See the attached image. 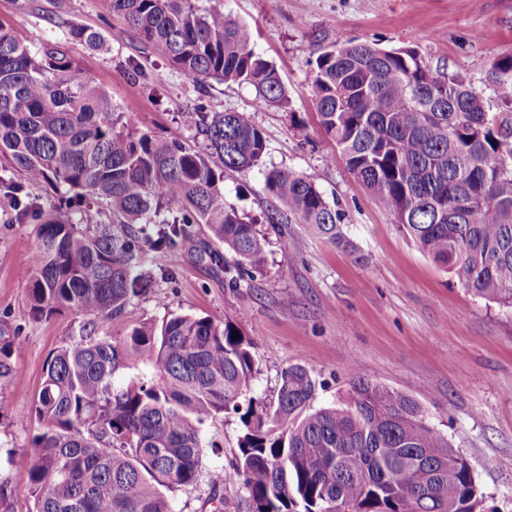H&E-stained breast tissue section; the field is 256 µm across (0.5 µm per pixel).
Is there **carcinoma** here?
I'll list each match as a JSON object with an SVG mask.
<instances>
[{
	"label": "carcinoma",
	"mask_w": 512,
	"mask_h": 512,
	"mask_svg": "<svg viewBox=\"0 0 512 512\" xmlns=\"http://www.w3.org/2000/svg\"><path fill=\"white\" fill-rule=\"evenodd\" d=\"M140 37L196 81L251 87L262 107L288 99L273 63L248 29L192 0H108ZM319 122L348 170L434 262L467 291L512 305V53L498 58L484 91L426 62L412 47L331 44L315 61ZM198 150L136 134L112 97L55 43L39 49L0 23V154L20 180L6 183L38 245L24 278L30 315L91 317L48 358L32 403L40 423L11 459L34 512H174L162 489L205 478L239 483L249 512H483L465 455L420 418L409 397L380 388L351 363L341 405L314 408L310 370H285L276 402L251 396L253 344L236 325L191 315L143 322L126 335L96 334L148 286L144 248L196 249L205 224L224 249L206 251L235 288L260 268L267 238L225 202L224 171L263 164L267 144L245 112H203ZM265 189L334 245L344 213L304 175L264 171ZM49 184L44 210L30 188ZM102 200L110 224H83L70 207ZM233 256L228 261L224 252ZM12 340L0 331V378ZM123 382L114 384L118 372ZM238 416V453L224 478L203 470L202 426Z\"/></svg>",
	"instance_id": "obj_1"
}]
</instances>
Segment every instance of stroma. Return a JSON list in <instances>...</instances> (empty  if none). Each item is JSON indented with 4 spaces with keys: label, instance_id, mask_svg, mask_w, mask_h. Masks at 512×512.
I'll use <instances>...</instances> for the list:
<instances>
[{
    "label": "stroma",
    "instance_id": "35a3bbf8",
    "mask_svg": "<svg viewBox=\"0 0 512 512\" xmlns=\"http://www.w3.org/2000/svg\"><path fill=\"white\" fill-rule=\"evenodd\" d=\"M248 27L256 52L279 71L288 109L259 108L252 91L215 80L199 83L144 43L106 0H0V22L23 31L31 47L52 41L112 97L132 128L204 148L199 110L246 112L262 130L263 167L224 174V197L263 223L276 201L263 170L290 167L328 199L339 200L347 251L292 222L268 236L265 260L236 288L198 253L181 247L148 251L145 294L122 319L98 323L99 333L125 335L140 323L174 314L233 321L253 344L254 395L277 397L281 374L301 364L312 371L315 406L345 400L356 364L362 377L414 400L425 422L458 448L474 468L484 512H512V306L473 295L412 241L348 171L319 123L313 68L321 47L354 41L411 47L483 88L501 55L512 53V0H192ZM75 27L102 34L91 47ZM304 131H296L292 118ZM36 246L34 222L18 221L0 194V328L14 338L11 374L0 381V512H31L25 477L11 464L39 424L31 411L47 358L86 318L70 312L35 319L20 268ZM241 423L219 415L207 423V470L230 467ZM175 512H247L241 485L211 499L206 484L173 489Z\"/></svg>",
    "mask_w": 512,
    "mask_h": 512
}]
</instances>
